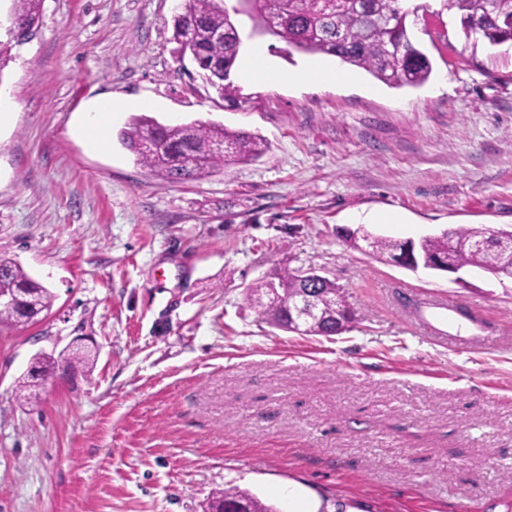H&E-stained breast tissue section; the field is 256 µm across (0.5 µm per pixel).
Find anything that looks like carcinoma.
I'll return each instance as SVG.
<instances>
[{"label": "carcinoma", "instance_id": "carcinoma-1", "mask_svg": "<svg viewBox=\"0 0 512 512\" xmlns=\"http://www.w3.org/2000/svg\"><path fill=\"white\" fill-rule=\"evenodd\" d=\"M13 20L21 28L37 26L41 0H13ZM225 0H184L183 10L172 19V39L178 48H187L197 67L220 97L236 103L241 88L231 80L242 41L234 27L237 16L252 22V32L270 35L285 44L288 55L327 54L369 72L394 87L416 88L425 84L433 65L408 33L407 19L423 9L417 5L405 10L399 0H350L331 8L327 0H238L228 11ZM447 10L460 13L465 37L473 36L470 23L481 22L479 36L491 45L512 39L508 22L512 20V0H443ZM122 144L136 162L169 184L204 179L229 164L251 162L267 150L258 135L230 131L216 123L195 120L178 125H163L148 116L132 118L120 133ZM453 244H448V238ZM435 235L421 246L419 260L427 269L477 267L494 270L512 258V237L485 238L480 227L459 226L452 236ZM407 242L374 235L367 244L370 254L401 257ZM22 288L30 293L31 304L24 309L0 308V327L24 329L47 315L54 294L31 277L21 264L0 259V290ZM306 292L296 270L283 268L251 287L258 315L267 323L288 330L290 304ZM321 317L308 334L332 336L354 319L342 291L320 294ZM66 367L91 373L95 358L80 345L71 348ZM58 358L38 354L27 371L15 382V396L21 401L36 397L39 380L54 375ZM208 512H275L251 494L236 488L215 493Z\"/></svg>", "mask_w": 512, "mask_h": 512}]
</instances>
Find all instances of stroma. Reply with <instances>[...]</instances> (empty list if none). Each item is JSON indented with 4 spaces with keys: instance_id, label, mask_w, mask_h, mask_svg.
Wrapping results in <instances>:
<instances>
[{
    "instance_id": "obj_1",
    "label": "stroma",
    "mask_w": 512,
    "mask_h": 512,
    "mask_svg": "<svg viewBox=\"0 0 512 512\" xmlns=\"http://www.w3.org/2000/svg\"><path fill=\"white\" fill-rule=\"evenodd\" d=\"M434 72L388 86L329 57L252 38L267 82L228 106L171 40L178 0H42L0 75V258L55 295L23 330L0 328V512H206L247 490L276 512H512V280L464 284L350 247L360 217L396 240L512 226V43L465 40L442 0ZM150 117L259 135L269 150L170 185L119 141L80 134L104 98ZM335 281L359 316L334 336L259 319L248 289L284 267ZM442 297L477 324L432 336L403 297ZM94 342L92 375L61 374L19 404L39 352Z\"/></svg>"
}]
</instances>
